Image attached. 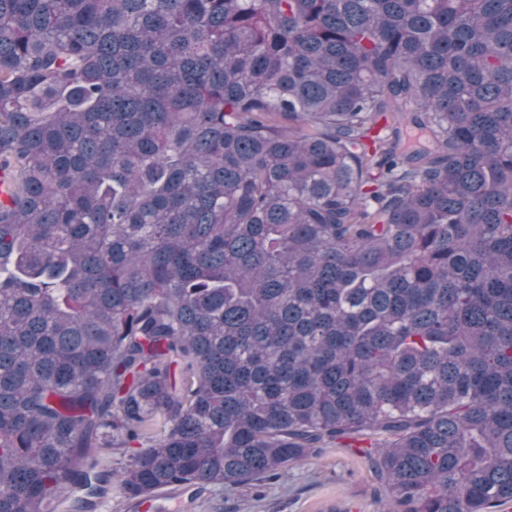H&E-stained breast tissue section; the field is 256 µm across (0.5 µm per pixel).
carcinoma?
I'll list each match as a JSON object with an SVG mask.
<instances>
[{
    "instance_id": "1",
    "label": "carcinoma",
    "mask_w": 512,
    "mask_h": 512,
    "mask_svg": "<svg viewBox=\"0 0 512 512\" xmlns=\"http://www.w3.org/2000/svg\"><path fill=\"white\" fill-rule=\"evenodd\" d=\"M0 173V512L512 500V0H0ZM371 443L370 436L361 435L345 445L319 448L288 463L278 480L224 490L221 501L209 488H189L156 495L153 509L144 511L143 503L119 493L114 480L112 494L96 500L91 512H396L388 490L374 476ZM101 502L106 510L98 507Z\"/></svg>"
}]
</instances>
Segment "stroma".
I'll return each mask as SVG.
<instances>
[{
    "mask_svg": "<svg viewBox=\"0 0 512 512\" xmlns=\"http://www.w3.org/2000/svg\"><path fill=\"white\" fill-rule=\"evenodd\" d=\"M372 439L318 449L264 486L246 485L216 499L192 488L158 494L151 512H390L388 490L373 473Z\"/></svg>",
    "mask_w": 512,
    "mask_h": 512,
    "instance_id": "1",
    "label": "stroma"
}]
</instances>
